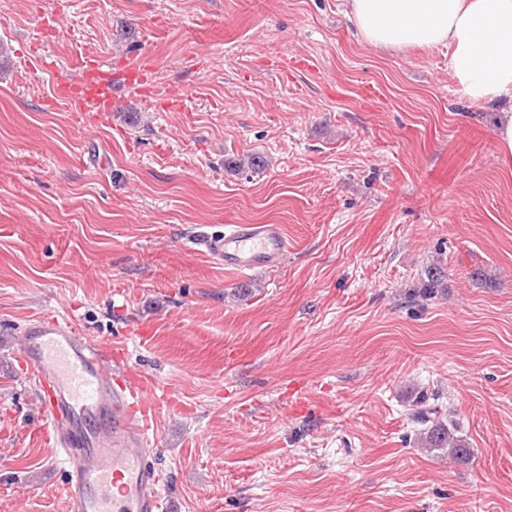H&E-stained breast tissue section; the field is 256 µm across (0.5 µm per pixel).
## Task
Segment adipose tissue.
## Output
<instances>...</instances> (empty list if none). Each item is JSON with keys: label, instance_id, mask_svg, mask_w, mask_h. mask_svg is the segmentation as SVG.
<instances>
[{"label": "adipose tissue", "instance_id": "obj_1", "mask_svg": "<svg viewBox=\"0 0 512 512\" xmlns=\"http://www.w3.org/2000/svg\"><path fill=\"white\" fill-rule=\"evenodd\" d=\"M363 39L380 48L448 46L468 101L501 107L497 135L512 153V0H347Z\"/></svg>", "mask_w": 512, "mask_h": 512}]
</instances>
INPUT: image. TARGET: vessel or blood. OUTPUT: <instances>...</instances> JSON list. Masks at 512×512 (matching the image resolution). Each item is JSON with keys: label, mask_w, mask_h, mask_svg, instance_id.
I'll return each instance as SVG.
<instances>
[{"label": "vessel or blood", "mask_w": 512, "mask_h": 512, "mask_svg": "<svg viewBox=\"0 0 512 512\" xmlns=\"http://www.w3.org/2000/svg\"><path fill=\"white\" fill-rule=\"evenodd\" d=\"M99 68L90 57L79 81L58 74L60 98L111 111L115 92ZM203 245L225 268L242 273L277 265L288 251L277 224H228L207 234ZM22 339L30 375L45 389V421L70 472L66 512H161L164 478L154 462L150 419L171 396H156V381L143 373L113 383L111 346L90 345L68 321L28 323Z\"/></svg>", "instance_id": "1"}]
</instances>
